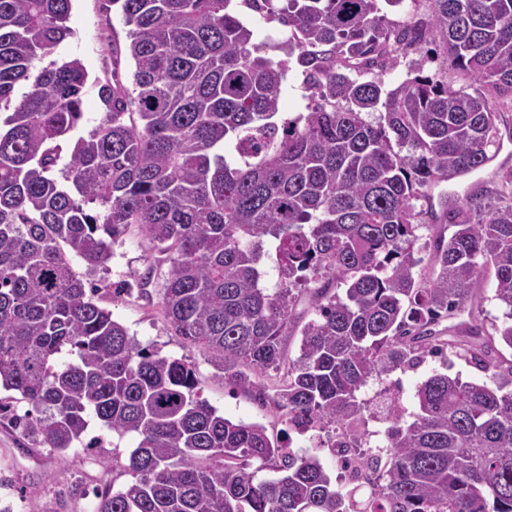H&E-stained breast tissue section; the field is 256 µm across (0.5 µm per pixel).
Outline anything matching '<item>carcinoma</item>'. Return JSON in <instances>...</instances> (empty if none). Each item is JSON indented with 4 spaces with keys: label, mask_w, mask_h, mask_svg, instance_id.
Returning a JSON list of instances; mask_svg holds the SVG:
<instances>
[{
    "label": "carcinoma",
    "mask_w": 512,
    "mask_h": 512,
    "mask_svg": "<svg viewBox=\"0 0 512 512\" xmlns=\"http://www.w3.org/2000/svg\"><path fill=\"white\" fill-rule=\"evenodd\" d=\"M381 1L403 4L243 0L295 34L276 61L231 0H103L129 27L131 86L99 83L100 121L74 140L86 68L34 70L71 34V0H0V385L29 406L15 428L61 456L91 414L137 435L126 486L71 489L93 493L95 512H512V359L477 343V325L443 344L434 330L489 272L507 308L496 333L512 349V170L463 196L432 194L512 137L487 97L512 102V0H428L397 29ZM433 36L473 91L419 69L394 89L362 80ZM292 59L314 104L280 123ZM419 200L429 223L454 228L435 243L427 283L414 276ZM132 224L165 255L161 311L175 335L292 428L334 425L330 448L363 447L357 393L369 381L449 346L495 386L434 373L410 422L384 388L369 493L334 485L317 456L219 414L195 364L142 346L93 302L96 285L70 260L106 269ZM300 288L316 318L269 396L262 377L284 362ZM254 461L278 477L256 479Z\"/></svg>",
    "instance_id": "1"
}]
</instances>
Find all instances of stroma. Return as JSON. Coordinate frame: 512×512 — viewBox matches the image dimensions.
Instances as JSON below:
<instances>
[{
	"label": "stroma",
	"instance_id": "1",
	"mask_svg": "<svg viewBox=\"0 0 512 512\" xmlns=\"http://www.w3.org/2000/svg\"><path fill=\"white\" fill-rule=\"evenodd\" d=\"M71 35L54 51L57 62L80 60L88 72L81 94L82 117L74 131L75 136L87 135L100 121L98 82L111 70L112 57L106 50L107 39L127 44V30L118 17H106L100 0H72L68 20ZM424 65L425 74L461 85L460 75L447 71L440 60L426 61L423 49H416L400 57L388 69L383 80L387 87H397L408 74L410 62ZM158 253L138 227H130L112 247V258L107 271L90 273L80 258H72L73 270L83 278H94L100 288L94 299L111 311L112 317L125 326L131 336L142 345L163 356L183 357L196 364L198 379L204 397L224 417L234 421L258 423L266 427L269 436L289 442L298 453H314L321 459L329 476L340 473L336 458L326 448L328 432L310 430L308 436H299L272 407L260 404L249 394L233 391L225 385L208 357L191 347L170 329L160 309L159 293L147 296L132 294L113 300L112 290L122 282L136 283L155 264ZM495 281L484 278L472 306L473 321L482 327L484 335H494L505 320V309L494 297ZM447 372L462 380L482 383L489 376L456 353H449L447 361L427 356L414 368L396 371L392 380L399 383V397L407 412L418 409L415 396L417 386L434 372ZM86 438L97 439L96 447L77 446L65 455L54 453L47 446L24 438L11 422L0 419V476L9 475L15 485L14 494L0 488V505L12 502L13 512H94V497L66 498L70 485L81 483L90 487L104 484L122 488L130 481L124 466L130 451L136 447L135 435L112 433L97 419H90Z\"/></svg>",
	"mask_w": 512,
	"mask_h": 512
}]
</instances>
